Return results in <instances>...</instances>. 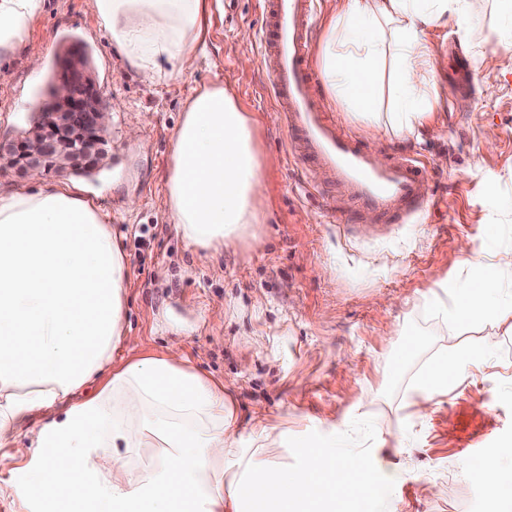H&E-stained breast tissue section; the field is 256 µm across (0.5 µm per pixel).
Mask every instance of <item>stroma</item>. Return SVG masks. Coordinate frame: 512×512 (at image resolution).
<instances>
[{
    "label": "stroma",
    "instance_id": "1",
    "mask_svg": "<svg viewBox=\"0 0 512 512\" xmlns=\"http://www.w3.org/2000/svg\"><path fill=\"white\" fill-rule=\"evenodd\" d=\"M506 0H481L465 22L426 29L438 104L402 137L350 112L317 77L319 98L381 159L424 161L432 200L416 220L353 237L329 222L320 172L289 154L259 52V0L212 8L194 69L152 82L129 69L97 20L93 0H45L0 83V141L28 127L59 59L82 48L114 104L109 165L91 176L44 175L102 206L128 268L126 317L134 345L113 367L181 347L190 365L232 383L237 430L280 422L292 444L335 428L326 449L374 448L375 499L385 512H463L484 486L474 472L512 468V334L450 330L431 293L476 275L473 258L512 252V29ZM468 58L473 85L458 93L452 56ZM42 62L32 75L29 58ZM223 84L253 123L261 165L256 220L246 244L214 252L184 238L166 213L172 137L196 90ZM487 343L486 360L446 394L411 393L438 353ZM28 461L0 447V512H22L11 482ZM407 469L398 484L392 472Z\"/></svg>",
    "mask_w": 512,
    "mask_h": 512
}]
</instances>
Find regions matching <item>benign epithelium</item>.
Wrapping results in <instances>:
<instances>
[{
    "label": "benign epithelium",
    "mask_w": 512,
    "mask_h": 512,
    "mask_svg": "<svg viewBox=\"0 0 512 512\" xmlns=\"http://www.w3.org/2000/svg\"><path fill=\"white\" fill-rule=\"evenodd\" d=\"M112 104L92 76L85 52L68 49L60 59L50 105L35 113L30 131L0 144L3 171L43 176L49 165L96 171L108 160L105 149Z\"/></svg>",
    "instance_id": "1"
}]
</instances>
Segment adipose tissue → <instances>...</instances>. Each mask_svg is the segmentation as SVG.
<instances>
[{
    "mask_svg": "<svg viewBox=\"0 0 512 512\" xmlns=\"http://www.w3.org/2000/svg\"><path fill=\"white\" fill-rule=\"evenodd\" d=\"M211 0H94L127 67L152 81L193 69ZM476 0H344L317 57L334 97L376 117L382 87L396 110L393 131L414 133L432 109L430 46L423 29L469 14ZM44 0H0V80ZM167 214L205 249L245 243L260 164L253 126L223 85L199 89L172 140ZM479 276L438 302L452 329L512 333V255L479 262ZM127 265L99 205L71 189L30 179L0 193V446L32 414L53 418L31 431L29 463L13 487L24 512H346L370 498L374 449L336 455L303 446L278 459L288 430L259 421L235 432L233 386L201 374L175 349L112 369L128 344ZM474 344L441 352L417 381L424 399L447 393ZM108 379L92 397L76 392ZM359 484L344 482L350 467Z\"/></svg>",
    "mask_w": 512,
    "mask_h": 512,
    "instance_id": "ef3b65f1",
    "label": "adipose tissue"
}]
</instances>
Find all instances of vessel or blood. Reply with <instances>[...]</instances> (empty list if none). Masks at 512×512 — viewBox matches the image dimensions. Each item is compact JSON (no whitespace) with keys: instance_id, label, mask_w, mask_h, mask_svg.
Returning <instances> with one entry per match:
<instances>
[{"instance_id":"obj_1","label":"vessel or blood","mask_w":512,"mask_h":512,"mask_svg":"<svg viewBox=\"0 0 512 512\" xmlns=\"http://www.w3.org/2000/svg\"><path fill=\"white\" fill-rule=\"evenodd\" d=\"M317 0H262L260 54L271 76L274 108L289 146L336 188L328 212L344 232L357 233L361 215L382 234L429 200L430 173L415 159L374 157L360 139L326 116L307 57Z\"/></svg>"}]
</instances>
